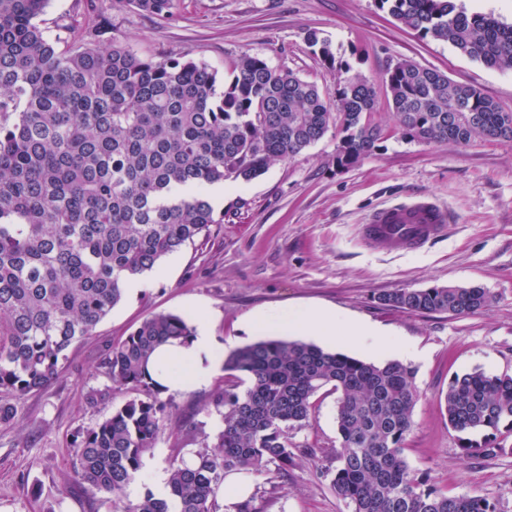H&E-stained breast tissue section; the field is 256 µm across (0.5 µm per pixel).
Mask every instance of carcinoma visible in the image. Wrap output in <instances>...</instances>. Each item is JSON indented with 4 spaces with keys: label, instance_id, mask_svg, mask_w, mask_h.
Here are the masks:
<instances>
[{
    "label": "carcinoma",
    "instance_id": "1",
    "mask_svg": "<svg viewBox=\"0 0 512 512\" xmlns=\"http://www.w3.org/2000/svg\"><path fill=\"white\" fill-rule=\"evenodd\" d=\"M50 0H0V425L16 402L58 378L73 345L94 335L123 299L122 283L206 236L215 218L205 189L251 181L332 128L336 165L349 169L383 139L373 83L351 73L332 97L297 74L245 55L228 80L184 54L141 56L83 30L61 48L41 16ZM180 0H128L169 18ZM422 38L447 42L489 68L512 69V26L468 15L454 0H377ZM305 40L327 65L332 41ZM385 84L397 131L409 142L464 147L474 138L512 142V112L480 89L410 60ZM389 307L451 317L486 309L479 286L400 288L378 297ZM193 334L178 314L146 317L102 358L129 398L74 441L75 480L112 497L115 512H215L227 474L288 475L299 454L288 437L315 419L314 397L337 394L338 465L330 486L351 512H497L496 503L450 495L410 468L404 445L419 392L416 369L375 364L301 340H264L232 351L216 397L224 408L217 441L187 461L176 456L168 495L126 488L169 418L167 389L148 373L155 349ZM458 432L488 430L478 450L500 451L512 431V375L455 374L444 393Z\"/></svg>",
    "mask_w": 512,
    "mask_h": 512
}]
</instances>
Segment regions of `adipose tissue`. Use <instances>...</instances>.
<instances>
[{
  "label": "adipose tissue",
  "instance_id": "ef3b65f1",
  "mask_svg": "<svg viewBox=\"0 0 512 512\" xmlns=\"http://www.w3.org/2000/svg\"><path fill=\"white\" fill-rule=\"evenodd\" d=\"M250 330L274 328L283 332H302L328 340L352 337L374 356L382 355V332L372 324L356 318L341 319L326 309L300 313L289 319L276 320L267 316L251 317ZM224 344L220 343L211 327L207 311H199L194 334L187 342H173L161 346L149 364L152 376L170 390L195 387L206 378L221 372L224 366Z\"/></svg>",
  "mask_w": 512,
  "mask_h": 512
}]
</instances>
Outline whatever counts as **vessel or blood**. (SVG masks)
Wrapping results in <instances>:
<instances>
[{
    "instance_id": "1",
    "label": "vessel or blood",
    "mask_w": 512,
    "mask_h": 512,
    "mask_svg": "<svg viewBox=\"0 0 512 512\" xmlns=\"http://www.w3.org/2000/svg\"><path fill=\"white\" fill-rule=\"evenodd\" d=\"M452 221L449 211L432 196L413 194L372 211L360 227L364 246L418 251L445 236Z\"/></svg>"
}]
</instances>
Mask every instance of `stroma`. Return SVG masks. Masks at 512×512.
Wrapping results in <instances>:
<instances>
[{
	"label": "stroma",
	"mask_w": 512,
	"mask_h": 512,
	"mask_svg": "<svg viewBox=\"0 0 512 512\" xmlns=\"http://www.w3.org/2000/svg\"><path fill=\"white\" fill-rule=\"evenodd\" d=\"M101 44L120 39L133 50L192 57L228 77L242 55L265 58L335 94L342 64L369 78L377 91L374 118L386 130L376 153L355 167L336 166L335 131L299 155L272 164L249 182H224L214 211L223 223L195 244L166 257L160 275L140 288L70 352L64 373L18 402L14 424L0 425V512H113L109 495L63 483L76 462L73 440L126 399L100 367V354L147 316L213 314L221 343L257 342L246 321L254 315L289 318L327 307L385 330L387 359L401 341L426 353L417 362L420 398L405 442L409 464L448 493L481 495L498 512H512V432L498 433L500 452L464 455V442L482 444L484 432L465 434L448 424L440 397L454 374L481 370L512 375V142L475 139L453 148L402 140L384 83L388 64L408 59L469 84L512 111V70H496L451 44L419 37L375 0H180L174 18L139 12L127 0H98ZM84 0H50L43 16L52 37L67 42L84 27ZM315 29L332 40L336 66L324 64L305 41ZM433 196L454 215L442 239L420 251L363 247L360 224L368 214L406 195ZM479 285L493 296L485 311L464 318L417 313L379 303L398 288ZM224 385L217 374L204 384L167 392L172 415L143 458L139 490L167 474L174 456L192 458L223 428L214 405ZM312 425L290 430L291 441L313 449L287 477L252 476L259 512H349L325 473L336 465L340 438L336 396L319 392Z\"/></svg>",
	"instance_id": "obj_1"
}]
</instances>
